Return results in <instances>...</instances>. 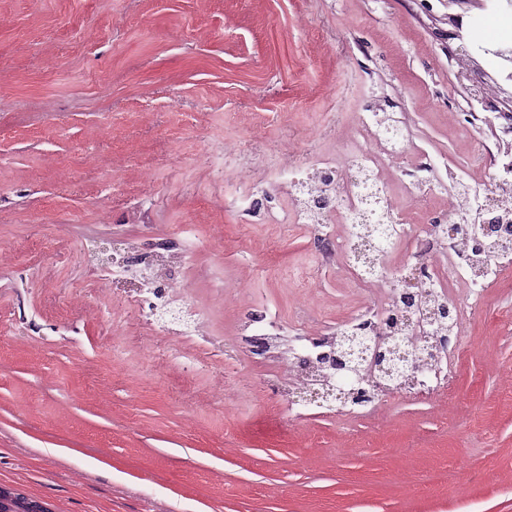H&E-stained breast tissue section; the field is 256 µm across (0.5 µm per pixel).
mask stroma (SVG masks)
<instances>
[{
	"instance_id": "obj_1",
	"label": "stroma",
	"mask_w": 512,
	"mask_h": 512,
	"mask_svg": "<svg viewBox=\"0 0 512 512\" xmlns=\"http://www.w3.org/2000/svg\"><path fill=\"white\" fill-rule=\"evenodd\" d=\"M478 42L448 0H0V485L53 512H512V269L448 399L378 419L272 400L286 365L243 342L255 310L292 340L365 302L282 169L352 148L367 109L411 141L389 185L488 177L448 131V51ZM162 244L198 330L92 258Z\"/></svg>"
}]
</instances>
